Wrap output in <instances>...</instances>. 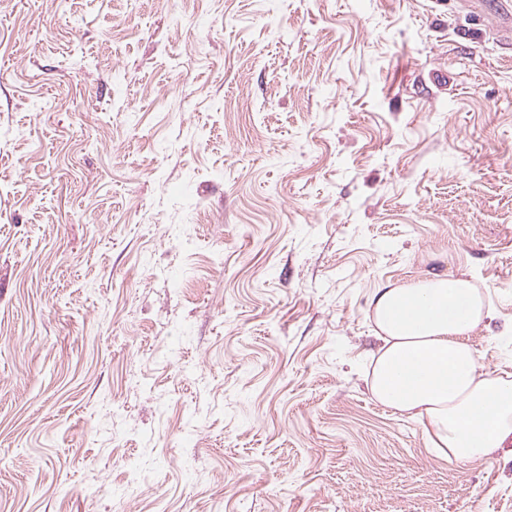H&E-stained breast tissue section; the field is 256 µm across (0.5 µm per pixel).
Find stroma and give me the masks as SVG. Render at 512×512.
I'll return each instance as SVG.
<instances>
[{"label": "stroma", "instance_id": "35a3bbf8", "mask_svg": "<svg viewBox=\"0 0 512 512\" xmlns=\"http://www.w3.org/2000/svg\"><path fill=\"white\" fill-rule=\"evenodd\" d=\"M498 0H0V512H512L371 395L377 288L512 373Z\"/></svg>", "mask_w": 512, "mask_h": 512}]
</instances>
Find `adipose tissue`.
Here are the masks:
<instances>
[{"label": "adipose tissue", "instance_id": "adipose-tissue-1", "mask_svg": "<svg viewBox=\"0 0 512 512\" xmlns=\"http://www.w3.org/2000/svg\"><path fill=\"white\" fill-rule=\"evenodd\" d=\"M474 284L433 276L378 289L371 319L382 345L369 389L423 423L449 461L492 456L512 440V377L479 370L470 335L485 317Z\"/></svg>", "mask_w": 512, "mask_h": 512}]
</instances>
